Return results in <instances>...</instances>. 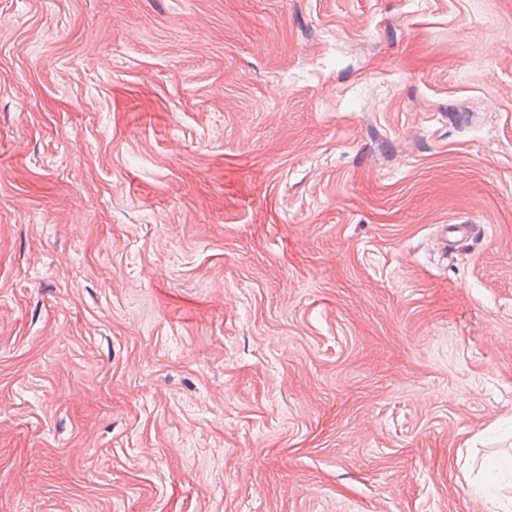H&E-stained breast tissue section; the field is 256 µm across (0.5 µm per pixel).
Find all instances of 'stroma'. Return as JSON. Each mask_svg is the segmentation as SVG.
I'll use <instances>...</instances> for the list:
<instances>
[{
	"label": "stroma",
	"instance_id": "stroma-1",
	"mask_svg": "<svg viewBox=\"0 0 512 512\" xmlns=\"http://www.w3.org/2000/svg\"><path fill=\"white\" fill-rule=\"evenodd\" d=\"M510 454L512 0H0V512H501Z\"/></svg>",
	"mask_w": 512,
	"mask_h": 512
}]
</instances>
